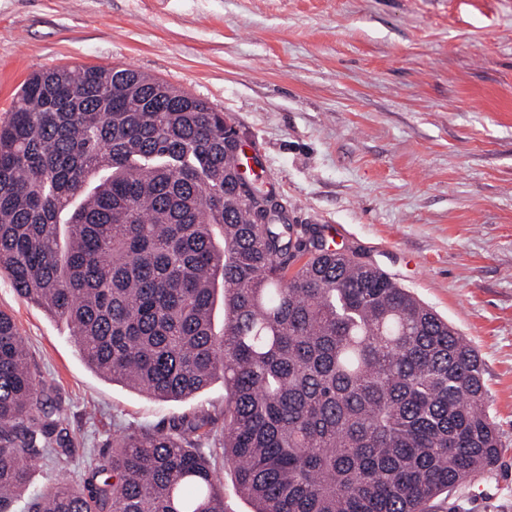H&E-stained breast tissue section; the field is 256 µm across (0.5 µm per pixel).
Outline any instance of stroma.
I'll return each instance as SVG.
<instances>
[{
    "instance_id": "obj_1",
    "label": "stroma",
    "mask_w": 512,
    "mask_h": 512,
    "mask_svg": "<svg viewBox=\"0 0 512 512\" xmlns=\"http://www.w3.org/2000/svg\"><path fill=\"white\" fill-rule=\"evenodd\" d=\"M131 67L229 114L289 223L395 278L476 348L502 455L448 495L512 512V0H0V121L32 73ZM82 482L117 431L224 405L92 371L0 273Z\"/></svg>"
}]
</instances>
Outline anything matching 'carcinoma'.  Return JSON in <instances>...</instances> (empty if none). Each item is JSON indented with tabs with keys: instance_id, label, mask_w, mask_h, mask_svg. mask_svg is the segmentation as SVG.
<instances>
[{
	"instance_id": "1",
	"label": "carcinoma",
	"mask_w": 512,
	"mask_h": 512,
	"mask_svg": "<svg viewBox=\"0 0 512 512\" xmlns=\"http://www.w3.org/2000/svg\"><path fill=\"white\" fill-rule=\"evenodd\" d=\"M229 116L131 68L32 74L0 123V273L66 321L97 373L179 401L222 376L216 416L125 430L83 486L59 410L0 311V512H224L218 463L254 512H432L495 464L470 342L316 227L257 223ZM224 321L213 324L216 293ZM57 475L58 469L52 462L40 460L33 464L30 487L15 498L14 511L27 512L32 495L52 487L57 481Z\"/></svg>"
}]
</instances>
